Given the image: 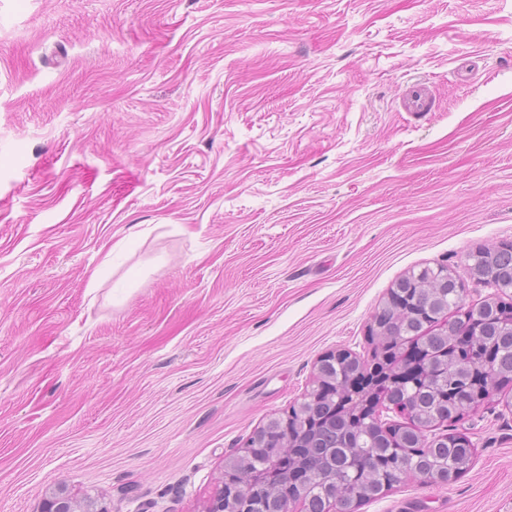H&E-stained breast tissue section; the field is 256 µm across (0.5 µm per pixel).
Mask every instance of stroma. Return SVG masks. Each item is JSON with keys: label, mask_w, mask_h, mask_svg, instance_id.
Wrapping results in <instances>:
<instances>
[{"label": "stroma", "mask_w": 512, "mask_h": 512, "mask_svg": "<svg viewBox=\"0 0 512 512\" xmlns=\"http://www.w3.org/2000/svg\"><path fill=\"white\" fill-rule=\"evenodd\" d=\"M510 242L512 0H0V512H205L399 278L475 305ZM455 429L360 512H512V406ZM468 259L472 262L471 274L478 282L494 283L505 295V290L512 289V245L479 247L469 253Z\"/></svg>", "instance_id": "35a3bbf8"}]
</instances>
